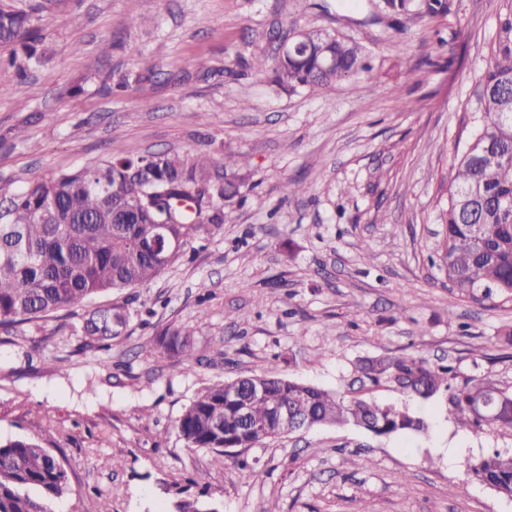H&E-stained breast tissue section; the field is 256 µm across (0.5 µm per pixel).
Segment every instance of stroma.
<instances>
[{
  "mask_svg": "<svg viewBox=\"0 0 512 512\" xmlns=\"http://www.w3.org/2000/svg\"><path fill=\"white\" fill-rule=\"evenodd\" d=\"M379 4L53 0L50 61L22 80L0 71V196L112 154L243 162L246 201L219 231L148 284L97 297L131 314L110 350L78 336L83 304L0 331V439L38 440L63 465L52 512H175L180 496L220 512H512L470 473L483 455H512V427L458 428L445 392L369 393L424 416V435L320 426L225 457L176 429L214 382L275 369L343 394L359 360L386 353L452 366L455 388L488 378L512 392V302L451 297L435 254L500 0H448L435 19ZM295 27L359 41L372 71L291 94L239 71ZM201 62L228 77L199 78ZM115 69L147 79L109 96L96 76ZM289 179L305 193L285 197ZM177 328L191 330L192 354H159Z\"/></svg>",
  "mask_w": 512,
  "mask_h": 512,
  "instance_id": "1",
  "label": "stroma"
}]
</instances>
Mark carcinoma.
I'll use <instances>...</instances> for the list:
<instances>
[{"mask_svg": "<svg viewBox=\"0 0 512 512\" xmlns=\"http://www.w3.org/2000/svg\"><path fill=\"white\" fill-rule=\"evenodd\" d=\"M492 61L482 72L476 94L471 142L457 157L449 188L441 246L442 268L452 294L474 301L512 298V0H500ZM390 15L415 12L436 18L448 13V0H383ZM39 10L15 8L0 0V69L23 79L33 66L49 61ZM271 71L279 91L314 92L369 69L359 42L333 31L293 32L288 51L269 58L258 52L246 63ZM147 79L121 73L101 80L107 94L123 92ZM239 163L219 166L209 156L153 152L109 157L74 171L36 176L26 187L0 200V328L31 322L71 305L152 281L202 232L221 228L224 208L243 201ZM165 224L178 240L166 257L148 242ZM130 312L123 306L93 308L81 325L86 344L107 350L122 335ZM163 346L190 351V334L176 329ZM449 366L433 367L409 354H383L363 360L351 396L277 374L265 375L264 394L248 397L249 382L218 381L201 390L176 422L190 448L226 454L260 443L257 431L238 413L249 403L252 421L277 430L274 411L297 408L309 427L354 425L383 437L424 433L426 421L406 407L379 403L365 392L389 384L428 400L451 392L452 414L462 428L512 427V395L489 379L451 390ZM474 476L500 496L512 499V455L493 452L472 466ZM67 490V474L40 442L18 437L0 440V512H50L45 503Z\"/></svg>", "mask_w": 512, "mask_h": 512, "instance_id": "1", "label": "carcinoma"}]
</instances>
